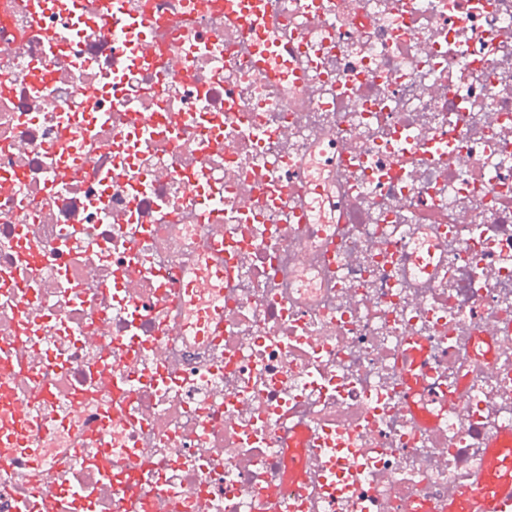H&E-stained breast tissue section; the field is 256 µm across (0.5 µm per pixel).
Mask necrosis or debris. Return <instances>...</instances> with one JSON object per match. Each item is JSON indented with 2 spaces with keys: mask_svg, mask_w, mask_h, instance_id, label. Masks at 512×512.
Segmentation results:
<instances>
[{
  "mask_svg": "<svg viewBox=\"0 0 512 512\" xmlns=\"http://www.w3.org/2000/svg\"><path fill=\"white\" fill-rule=\"evenodd\" d=\"M274 3L295 83L194 0L140 2L178 74L131 62L100 0L0 14V351L31 358L0 430L39 455L0 445V512H124L133 485L166 512H268L270 487L283 512H419L512 426V0ZM217 252L199 339L178 286ZM413 338L437 432L404 403Z\"/></svg>",
  "mask_w": 512,
  "mask_h": 512,
  "instance_id": "1",
  "label": "necrosis or debris"
}]
</instances>
